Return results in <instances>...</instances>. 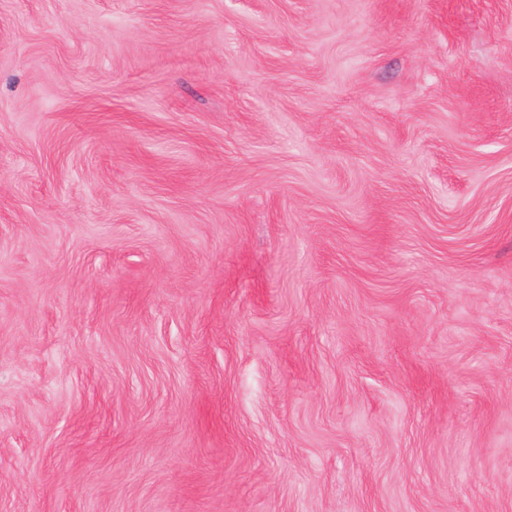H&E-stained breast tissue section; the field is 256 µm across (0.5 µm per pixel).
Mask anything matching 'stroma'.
<instances>
[{
	"label": "stroma",
	"instance_id": "obj_1",
	"mask_svg": "<svg viewBox=\"0 0 512 512\" xmlns=\"http://www.w3.org/2000/svg\"><path fill=\"white\" fill-rule=\"evenodd\" d=\"M0 512H512V0H0Z\"/></svg>",
	"mask_w": 512,
	"mask_h": 512
}]
</instances>
